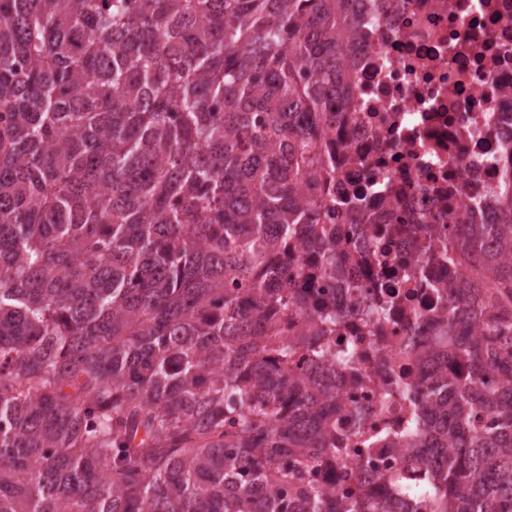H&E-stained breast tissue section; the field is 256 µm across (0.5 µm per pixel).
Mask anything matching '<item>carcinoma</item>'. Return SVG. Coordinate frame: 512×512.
Returning <instances> with one entry per match:
<instances>
[{
    "mask_svg": "<svg viewBox=\"0 0 512 512\" xmlns=\"http://www.w3.org/2000/svg\"><path fill=\"white\" fill-rule=\"evenodd\" d=\"M353 2L0 0V512H512L511 170L442 246L490 294L448 289L397 496L310 476L355 357L307 248L357 283L300 187L335 177Z\"/></svg>",
    "mask_w": 512,
    "mask_h": 512,
    "instance_id": "obj_1",
    "label": "carcinoma"
}]
</instances>
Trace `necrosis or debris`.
Listing matches in <instances>:
<instances>
[{
	"label": "necrosis or debris",
	"instance_id": "necrosis-or-debris-1",
	"mask_svg": "<svg viewBox=\"0 0 512 512\" xmlns=\"http://www.w3.org/2000/svg\"><path fill=\"white\" fill-rule=\"evenodd\" d=\"M353 16L323 148L336 177L304 194L323 200L318 220L335 225L358 286L324 278L314 249L299 284L343 313L358 359L338 373L336 424L360 412L359 434L315 481L328 494H385L401 459L390 433L427 411L433 368L413 346L441 342L446 288L473 285L467 263L425 252L447 242L449 225L496 223L512 163V0H355ZM355 190L362 212L330 207Z\"/></svg>",
	"mask_w": 512,
	"mask_h": 512
}]
</instances>
